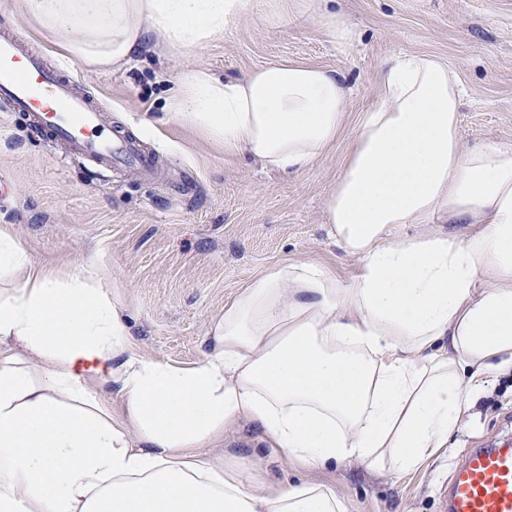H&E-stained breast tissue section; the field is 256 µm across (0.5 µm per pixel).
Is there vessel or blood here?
Instances as JSON below:
<instances>
[{"label": "vessel or blood", "instance_id": "obj_1", "mask_svg": "<svg viewBox=\"0 0 512 512\" xmlns=\"http://www.w3.org/2000/svg\"><path fill=\"white\" fill-rule=\"evenodd\" d=\"M0 100L9 111L28 113L41 134L105 167L149 169L150 153L105 125L72 78L47 65L42 52L14 33L0 35ZM442 512H512V442L467 449L440 490Z\"/></svg>", "mask_w": 512, "mask_h": 512}]
</instances>
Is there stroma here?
<instances>
[{"label":"stroma","mask_w":512,"mask_h":512,"mask_svg":"<svg viewBox=\"0 0 512 512\" xmlns=\"http://www.w3.org/2000/svg\"><path fill=\"white\" fill-rule=\"evenodd\" d=\"M327 8L358 31L355 45L337 48L317 16L272 21L253 0L204 45L171 52L150 41L129 64L101 70L49 39L20 0H0V31L24 35L76 79L106 122L157 157L150 176L103 170L31 132L25 116L0 104V226L58 275L78 264L106 273L131 343L175 366L200 363L225 303L277 264L315 260L349 280L358 261L330 238L326 201L351 131L304 172L267 169L177 119L170 87L195 71L230 80L268 64L312 62L346 77L355 117L375 101L386 58L428 53L459 75L464 147L512 146V0H329ZM506 434L511 371L489 377L447 447L418 469L375 473L340 463L317 479L336 489L348 512H441L437 489L464 450ZM224 460L248 481L292 486L308 477L280 451L262 448L248 426L225 437Z\"/></svg>","instance_id":"1"}]
</instances>
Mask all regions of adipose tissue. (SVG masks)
Instances as JSON below:
<instances>
[{"label":"adipose tissue","mask_w":512,"mask_h":512,"mask_svg":"<svg viewBox=\"0 0 512 512\" xmlns=\"http://www.w3.org/2000/svg\"><path fill=\"white\" fill-rule=\"evenodd\" d=\"M248 2L21 6L107 70L151 34L170 51L202 45ZM262 3L274 21L326 17L337 45L358 38L326 0ZM350 96L343 76L309 63L180 79L179 120L269 167L303 171L354 127L327 217L356 273L346 282L318 262L262 273L225 304L196 365L134 348L98 269L59 277L0 229V281L14 283L0 293V512H346L313 479L244 482L215 453L244 423L313 471L408 472L447 447L485 376L512 368V146L464 147L458 78L433 55L386 60L354 123Z\"/></svg>","instance_id":"ef3b65f1"}]
</instances>
